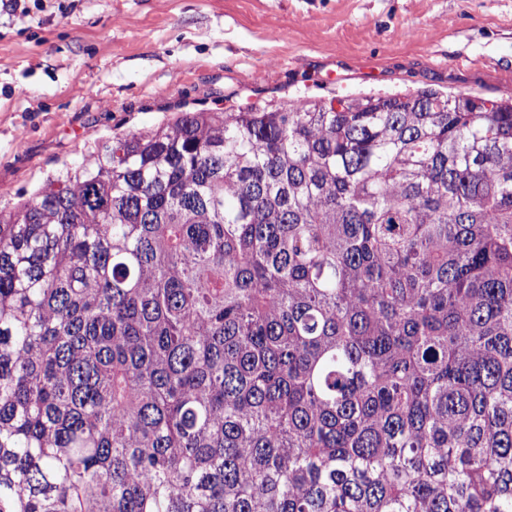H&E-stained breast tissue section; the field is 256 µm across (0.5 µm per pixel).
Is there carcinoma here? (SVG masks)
<instances>
[{
  "label": "carcinoma",
  "instance_id": "cac0c4a2",
  "mask_svg": "<svg viewBox=\"0 0 512 512\" xmlns=\"http://www.w3.org/2000/svg\"><path fill=\"white\" fill-rule=\"evenodd\" d=\"M0 207V512H512V101L182 112Z\"/></svg>",
  "mask_w": 512,
  "mask_h": 512
}]
</instances>
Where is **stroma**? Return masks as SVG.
I'll use <instances>...</instances> for the list:
<instances>
[{
	"mask_svg": "<svg viewBox=\"0 0 512 512\" xmlns=\"http://www.w3.org/2000/svg\"><path fill=\"white\" fill-rule=\"evenodd\" d=\"M0 11V204L184 109L512 97V0H25Z\"/></svg>",
	"mask_w": 512,
	"mask_h": 512,
	"instance_id": "35a3bbf8",
	"label": "stroma"
}]
</instances>
